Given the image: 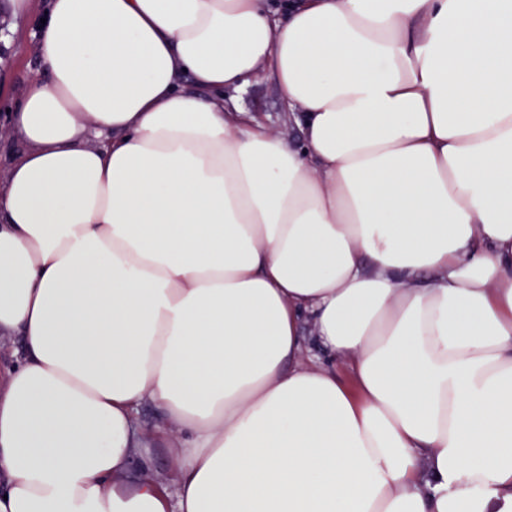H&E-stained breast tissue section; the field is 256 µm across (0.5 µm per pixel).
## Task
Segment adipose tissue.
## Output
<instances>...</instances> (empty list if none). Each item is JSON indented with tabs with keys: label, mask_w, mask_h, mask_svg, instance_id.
<instances>
[{
	"label": "adipose tissue",
	"mask_w": 512,
	"mask_h": 512,
	"mask_svg": "<svg viewBox=\"0 0 512 512\" xmlns=\"http://www.w3.org/2000/svg\"><path fill=\"white\" fill-rule=\"evenodd\" d=\"M43 17L0 183V512H512V0ZM260 73L299 141L225 106ZM147 402L175 468L123 483Z\"/></svg>",
	"instance_id": "adipose-tissue-1"
}]
</instances>
